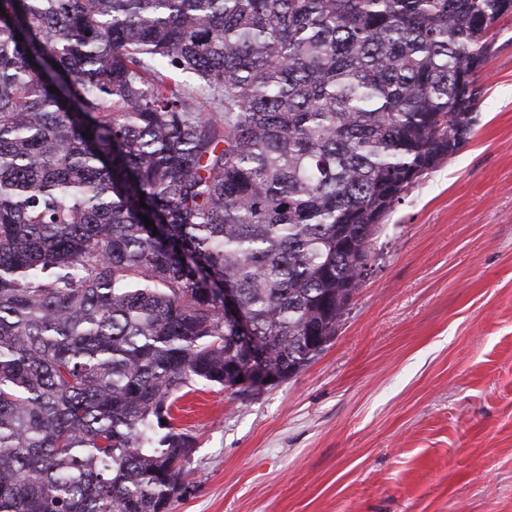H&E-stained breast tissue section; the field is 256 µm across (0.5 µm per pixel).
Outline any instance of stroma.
<instances>
[{"mask_svg": "<svg viewBox=\"0 0 512 512\" xmlns=\"http://www.w3.org/2000/svg\"><path fill=\"white\" fill-rule=\"evenodd\" d=\"M494 31L471 138L382 224L326 350L181 399L170 512H512V16Z\"/></svg>", "mask_w": 512, "mask_h": 512, "instance_id": "1", "label": "stroma"}]
</instances>
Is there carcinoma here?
<instances>
[{
    "mask_svg": "<svg viewBox=\"0 0 512 512\" xmlns=\"http://www.w3.org/2000/svg\"><path fill=\"white\" fill-rule=\"evenodd\" d=\"M0 8V512H169L177 401L260 392L224 289L276 383L324 351L512 0ZM224 317L235 325L236 332L240 335L236 336L239 343L253 347L252 336H248L250 324L240 314L232 288L224 289Z\"/></svg>",
    "mask_w": 512,
    "mask_h": 512,
    "instance_id": "1",
    "label": "carcinoma"
}]
</instances>
